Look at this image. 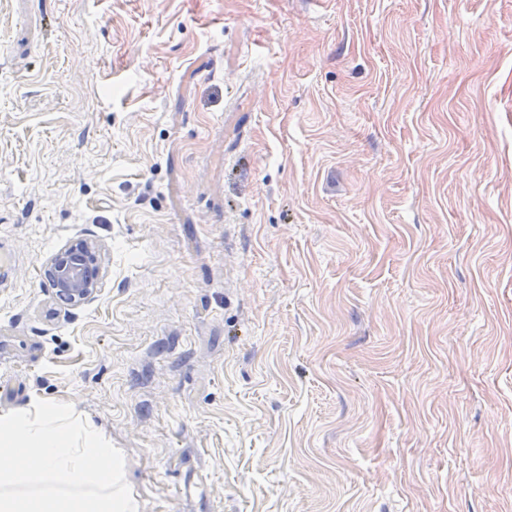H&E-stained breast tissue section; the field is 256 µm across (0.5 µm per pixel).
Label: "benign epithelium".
I'll return each instance as SVG.
<instances>
[{
	"label": "benign epithelium",
	"mask_w": 512,
	"mask_h": 512,
	"mask_svg": "<svg viewBox=\"0 0 512 512\" xmlns=\"http://www.w3.org/2000/svg\"><path fill=\"white\" fill-rule=\"evenodd\" d=\"M46 271L56 297L70 305L90 301L101 280L97 250L85 241L55 253L47 261Z\"/></svg>",
	"instance_id": "1"
}]
</instances>
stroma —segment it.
<instances>
[{
  "label": "stroma",
  "mask_w": 512,
  "mask_h": 512,
  "mask_svg": "<svg viewBox=\"0 0 512 512\" xmlns=\"http://www.w3.org/2000/svg\"><path fill=\"white\" fill-rule=\"evenodd\" d=\"M2 253L143 512H512V0H0ZM50 285L66 304L90 301L101 280V264L96 248L79 241L55 253L46 263Z\"/></svg>",
  "instance_id": "stroma-1"
}]
</instances>
